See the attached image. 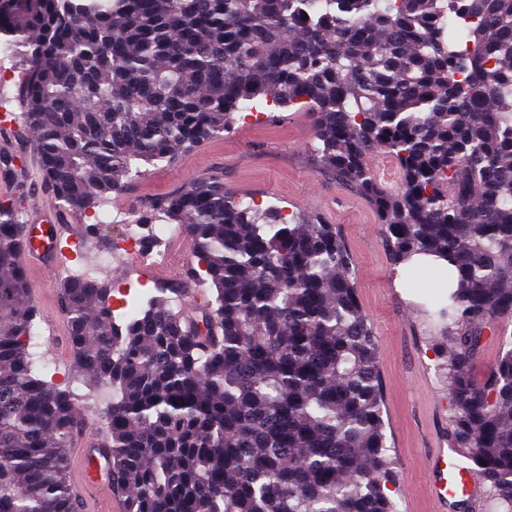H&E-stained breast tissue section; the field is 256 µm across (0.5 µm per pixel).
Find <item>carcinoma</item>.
Masks as SVG:
<instances>
[{"mask_svg":"<svg viewBox=\"0 0 512 512\" xmlns=\"http://www.w3.org/2000/svg\"><path fill=\"white\" fill-rule=\"evenodd\" d=\"M0 37L45 183L75 214L258 102L310 111L317 162L370 198L394 262L453 267L425 322L451 440L490 512H512V0H0ZM159 221L195 239L213 300L194 314L161 288L119 323L109 279L61 283L74 381L112 391L102 447L123 512H396L376 339L336 225L285 222L211 178L139 219ZM25 229L1 200L0 512H79L66 449L83 399L30 352ZM489 334L501 353L476 383ZM368 161L376 172L382 190L394 192L399 189L402 175L395 159L383 152H375L369 155Z\"/></svg>","mask_w":512,"mask_h":512,"instance_id":"cac0c4a2","label":"carcinoma"}]
</instances>
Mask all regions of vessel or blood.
<instances>
[{
  "label": "vessel or blood",
  "instance_id": "vessel-or-blood-1",
  "mask_svg": "<svg viewBox=\"0 0 512 512\" xmlns=\"http://www.w3.org/2000/svg\"><path fill=\"white\" fill-rule=\"evenodd\" d=\"M428 491L438 512H447L457 498L474 501L478 492L475 473L464 466L454 450L437 448L428 458ZM109 462L106 455L95 454L93 464L88 465L82 480L83 486L91 487L107 481Z\"/></svg>",
  "mask_w": 512,
  "mask_h": 512
}]
</instances>
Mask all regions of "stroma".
<instances>
[{
    "label": "stroma",
    "instance_id": "stroma-1",
    "mask_svg": "<svg viewBox=\"0 0 512 512\" xmlns=\"http://www.w3.org/2000/svg\"><path fill=\"white\" fill-rule=\"evenodd\" d=\"M19 76L16 60L0 61V160L10 157L20 162L17 183L0 178V199L21 198L25 223L42 215L59 219V236L52 246L57 255L55 267L33 262L27 269L38 310L35 327L39 334L31 341V351L39 361L57 367L54 383H73L60 284L67 274H79L98 256H110L104 276L113 284L127 286L130 299L139 304H146L164 282L181 292L183 307L201 306L209 298L187 273L194 261L192 238L174 243L173 261L159 274L138 267L127 257H112V243L121 234L116 227L106 228L102 239L89 241L83 253L71 252L69 243L80 238L81 224L95 223L97 216L115 209L136 220L157 196L172 193L193 179H219L227 189L254 199L261 208L313 212L336 225L352 255L359 301L378 345L387 445L395 458L390 497L398 512H433L424 490L427 458L432 449L450 445L452 412L441 371L443 359L420 330L421 307L438 301L439 291L433 286L436 275L425 269L414 276L407 266L393 264L386 229L369 200L337 181L314 157L309 112L268 106L262 119L235 118L222 137L199 143L172 163L147 167L144 176L129 181L95 210L78 216L62 209L45 185L34 135L15 117L20 110ZM73 385L76 393L87 394L84 385ZM80 418L83 428L75 432L67 450L70 480L75 485L84 473L80 448L100 443L104 436L97 411H82Z\"/></svg>",
    "mask_w": 512,
    "mask_h": 512
}]
</instances>
